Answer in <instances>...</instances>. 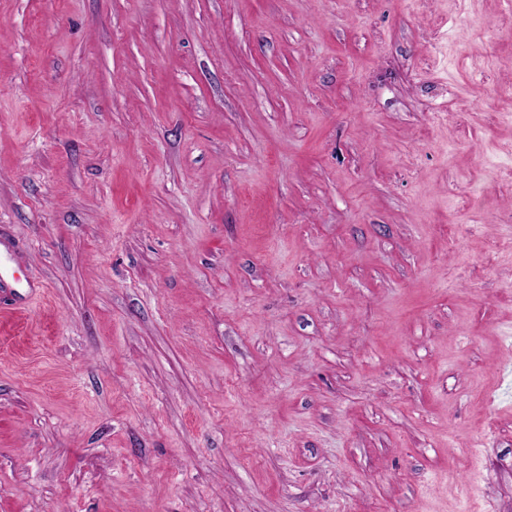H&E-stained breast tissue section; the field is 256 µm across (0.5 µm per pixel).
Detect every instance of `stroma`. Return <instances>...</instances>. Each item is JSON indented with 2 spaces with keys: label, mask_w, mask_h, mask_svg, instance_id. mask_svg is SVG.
I'll return each instance as SVG.
<instances>
[{
  "label": "stroma",
  "mask_w": 512,
  "mask_h": 512,
  "mask_svg": "<svg viewBox=\"0 0 512 512\" xmlns=\"http://www.w3.org/2000/svg\"><path fill=\"white\" fill-rule=\"evenodd\" d=\"M1 239L0 512H512V0H0Z\"/></svg>",
  "instance_id": "obj_1"
}]
</instances>
